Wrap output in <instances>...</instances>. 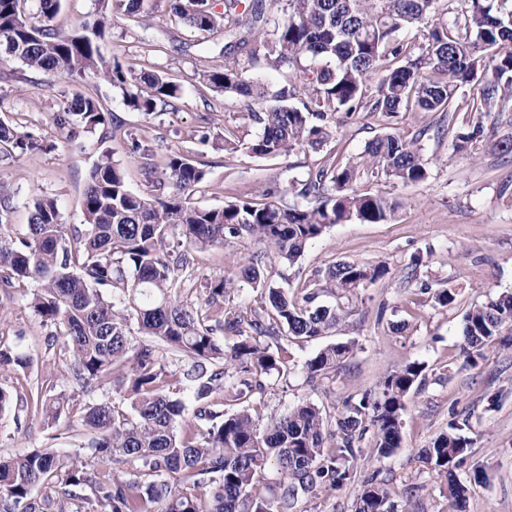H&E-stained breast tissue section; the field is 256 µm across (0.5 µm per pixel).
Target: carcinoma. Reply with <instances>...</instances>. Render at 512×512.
I'll return each instance as SVG.
<instances>
[{
  "label": "carcinoma",
  "mask_w": 512,
  "mask_h": 512,
  "mask_svg": "<svg viewBox=\"0 0 512 512\" xmlns=\"http://www.w3.org/2000/svg\"><path fill=\"white\" fill-rule=\"evenodd\" d=\"M142 0H95L93 19L63 33L53 25L60 0H40L38 24L21 14L19 0H0V53L28 68L54 72L72 81L89 75L122 91L126 106L144 115L174 107L179 86L165 75L137 71L118 60L108 63L101 42L115 18L144 24ZM288 15L274 30L264 29L268 5L253 0H224L213 10L211 0H167L171 14L206 33L224 31L218 50L221 65L197 71L199 80L216 92H232L262 125L256 140L244 142L224 135V153L246 150L276 157L315 150L336 135V115L379 112L394 118L403 110L444 112L459 151L474 149L497 130L500 114L512 112V0H286ZM411 28L419 40L400 37ZM250 59L282 73L275 90L250 80L238 60ZM378 78L375 91L370 77ZM477 83L475 95L459 104L458 90ZM305 92L302 107L288 105ZM58 128H101L116 137L120 127L105 130L106 112L97 96H76L54 113ZM425 131L408 138L389 131L372 140L357 160L344 164L326 160L309 173L298 196L313 205H285L266 189L220 208L191 205L188 196L207 178L203 164L179 151L170 152L162 173L139 141L146 178L156 195L132 192L122 169L104 156L89 173L85 190V229L66 238L60 212L50 197L31 203L28 231L19 243L0 239V284L34 280L40 289L30 307L55 327L48 345L61 341L71 357L70 381L88 389L115 377L130 401L131 415L118 414L107 403L90 404L82 424L91 435L92 456L112 471L94 472L76 453L65 459L41 450L0 456V512H271L252 494L256 472L268 459L287 481L278 512H293L299 498L317 489H336L354 477L347 462L356 459L368 431L380 456L393 454L402 443L406 398L422 381L425 366L407 362L392 370L373 394L348 397L334 415L305 404L258 428L245 412L228 415L213 409L214 400L235 406L265 391L264 378L287 370L282 341L328 334L340 314L315 304L321 282L349 297L365 282L388 273L384 264L368 267L339 263L303 286L296 299L261 274V258L241 266L238 279L258 292L259 306L232 311L220 306L235 280L211 281L198 303L178 300L175 271L190 264V252L224 243L243 234L265 249L294 263L305 249L335 224L388 223L398 204L380 193H360L355 184L372 173L403 183L428 175L421 154ZM12 153L46 150L42 138L0 121V145ZM177 239L183 250L175 252ZM136 320L147 339L137 345L128 338V322ZM512 345V293H504L463 315L460 351L464 365H476L487 344ZM166 348L191 360L182 379L193 385L196 408L185 414L177 391L165 389L176 377L162 363ZM354 343L326 346L305 363L314 383L346 360ZM29 367L28 357L0 347V367ZM47 414L67 404L60 392L37 394ZM186 432L178 433L180 424ZM470 442L451 425L418 459L448 480V512H462L468 488L455 470ZM124 466L136 468L126 477ZM211 484L210 501L201 504L200 488ZM36 489L43 490L39 498ZM354 512H397V505L374 477L362 480Z\"/></svg>",
  "instance_id": "cac0c4a2"
}]
</instances>
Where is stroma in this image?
Wrapping results in <instances>:
<instances>
[{
    "mask_svg": "<svg viewBox=\"0 0 512 512\" xmlns=\"http://www.w3.org/2000/svg\"><path fill=\"white\" fill-rule=\"evenodd\" d=\"M143 12L148 16L144 26L116 19L101 52L106 60L172 78L180 88L174 112L146 116L131 111L121 90L100 78L73 82L0 57V120L54 144L53 150L34 151L15 161L0 158V179L13 195L11 211L0 219V239L14 241L26 234L30 202L38 195L56 200L64 234L80 227L88 174L106 153L122 168L130 190L147 193L131 147L136 137L145 140L156 160L176 150L205 163L207 181L190 200L214 208L262 187L277 189L279 203H297L291 185L306 180L309 170L326 159H356L369 141L392 126L409 137L428 127L421 141L429 162L425 180L405 184L367 174L358 183L360 192H379L400 202L392 222L333 225L292 265L263 252L251 237L227 239L195 254L191 275L181 279L178 295L196 302L207 283L234 275L244 259L259 252L265 276L286 284L294 296L316 271L333 264H387L385 277L365 284L350 298H339L330 287L321 292L319 304L341 306L340 322L327 335L287 343L290 372L269 377L261 401L249 405L252 415L262 427L303 401L331 413L340 410L348 396L377 391L398 366L424 363L425 379L407 398L400 448L382 457L372 442H364L351 464V482L304 500V512H353L362 480L373 473L383 480L400 512H448L446 478L419 462L417 453L452 423L471 442L456 470L458 480L470 489L464 512H512V347L486 346L473 368L464 366L459 351L464 312L512 292V154H503L489 140L474 155L455 151L451 137L437 132L440 113L414 111L399 112L391 120L371 112L342 118L335 138L314 152L268 158L245 151L225 154V131L250 141L262 129L245 120L246 104L235 94L214 92L198 82L200 65L214 57L223 35L177 22L167 14L163 0H144ZM158 42L163 51H146V44ZM80 93L103 99L109 119L121 124L124 138L106 139L98 132L71 137L55 128L52 112ZM201 129L207 141H200ZM417 253L423 263L415 268L411 258ZM447 286L457 292L450 308L432 298L434 290ZM37 288L32 280L0 288V345L20 349L32 359L27 369L0 368V389L11 397L9 408L0 414V456L48 448L86 457L90 437L82 416L87 405L108 402L124 414L130 406L113 382L91 392L67 383L70 357L46 345L48 328L30 307ZM348 341L355 344L352 355L318 384L309 383L305 362L327 345ZM38 387L49 395L66 394L68 404L60 415L48 416L37 407L32 393Z\"/></svg>",
    "mask_w": 512,
    "mask_h": 512,
    "instance_id": "1",
    "label": "stroma"
}]
</instances>
